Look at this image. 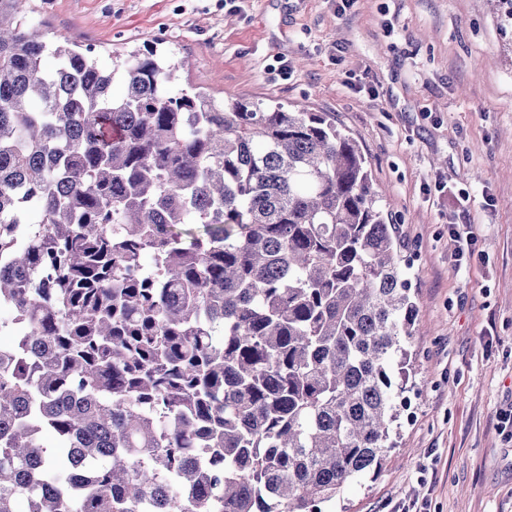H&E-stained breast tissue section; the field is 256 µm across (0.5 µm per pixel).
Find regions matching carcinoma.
Wrapping results in <instances>:
<instances>
[{
  "label": "carcinoma",
  "mask_w": 512,
  "mask_h": 512,
  "mask_svg": "<svg viewBox=\"0 0 512 512\" xmlns=\"http://www.w3.org/2000/svg\"><path fill=\"white\" fill-rule=\"evenodd\" d=\"M27 3L0 0V512H326L395 448L416 332L368 159L152 48L104 71Z\"/></svg>",
  "instance_id": "obj_1"
}]
</instances>
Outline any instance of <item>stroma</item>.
Segmentation results:
<instances>
[{"instance_id": "stroma-1", "label": "stroma", "mask_w": 512, "mask_h": 512, "mask_svg": "<svg viewBox=\"0 0 512 512\" xmlns=\"http://www.w3.org/2000/svg\"><path fill=\"white\" fill-rule=\"evenodd\" d=\"M29 15L103 68L153 47L189 61L181 87L335 116L408 246L419 323L397 464L336 508L512 512V24L486 0H29ZM462 189L477 242L458 271Z\"/></svg>"}]
</instances>
